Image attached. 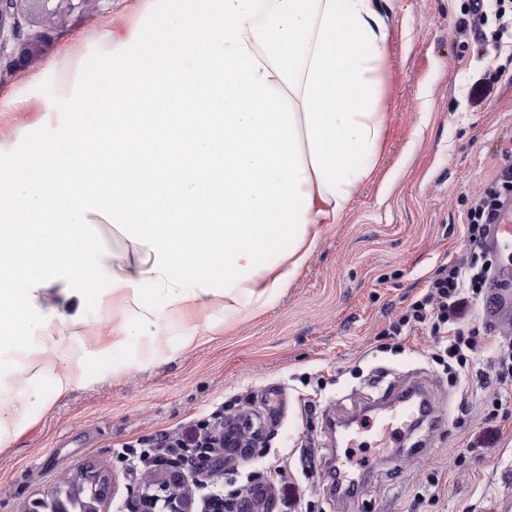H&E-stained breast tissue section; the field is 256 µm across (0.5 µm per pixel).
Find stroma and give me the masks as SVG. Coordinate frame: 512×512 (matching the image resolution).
Wrapping results in <instances>:
<instances>
[{
    "mask_svg": "<svg viewBox=\"0 0 512 512\" xmlns=\"http://www.w3.org/2000/svg\"><path fill=\"white\" fill-rule=\"evenodd\" d=\"M388 28L379 107L386 119L370 173L327 225L306 263L273 302L225 310L206 296L151 335L117 344L112 328L136 322L103 289L78 326L56 325L54 352L32 350L22 367L0 351V388L19 412L0 443V512L46 497L83 465L112 477L108 512H128L142 465L125 444L177 430L215 409L243 406L265 420L267 443L239 463L237 485L262 479L274 512H512V420L484 417L474 389L465 423L455 391L430 359L422 330L383 336L425 280L467 251L468 197L512 147V45L482 48L453 29L467 0H379ZM148 0H101L97 12L46 29L24 20L18 40L44 35L43 54L21 75L0 74V171L12 152L53 141L44 107L92 66L93 30L140 26ZM89 230L110 262L134 263L137 244L117 227ZM73 383L57 395L55 376ZM421 383L437 421L401 434L389 453L368 432L349 447L341 424L364 419L391 388ZM462 466H455L457 454ZM363 461L356 492L335 490L348 458ZM438 498L419 501L431 474Z\"/></svg>",
    "mask_w": 512,
    "mask_h": 512,
    "instance_id": "obj_1",
    "label": "stroma"
}]
</instances>
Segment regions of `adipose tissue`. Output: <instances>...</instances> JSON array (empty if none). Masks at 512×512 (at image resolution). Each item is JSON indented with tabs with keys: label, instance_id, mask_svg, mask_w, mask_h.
Segmentation results:
<instances>
[{
	"label": "adipose tissue",
	"instance_id": "1",
	"mask_svg": "<svg viewBox=\"0 0 512 512\" xmlns=\"http://www.w3.org/2000/svg\"><path fill=\"white\" fill-rule=\"evenodd\" d=\"M135 31L97 34L83 90H59L75 132L112 155V174L47 164L25 152L0 176V349L22 364L55 321L80 324L100 280L126 293L143 323L181 314L214 289L224 306L271 303L308 260L368 171L381 140L377 106L386 30L374 0H161ZM107 76L110 124L81 128L95 75ZM150 152L131 160L130 141ZM101 218L140 246L135 265L94 255ZM29 256L35 274L13 260ZM63 304L43 309L44 288Z\"/></svg>",
	"mask_w": 512,
	"mask_h": 512
}]
</instances>
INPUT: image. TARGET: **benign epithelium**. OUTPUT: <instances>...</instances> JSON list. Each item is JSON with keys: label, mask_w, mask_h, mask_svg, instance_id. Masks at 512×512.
Here are the masks:
<instances>
[{"label": "benign epithelium", "mask_w": 512, "mask_h": 512, "mask_svg": "<svg viewBox=\"0 0 512 512\" xmlns=\"http://www.w3.org/2000/svg\"><path fill=\"white\" fill-rule=\"evenodd\" d=\"M100 0H0V59L10 55L9 70L19 75L42 52L44 36L29 39L9 47L15 39L18 17L39 20L48 25L56 19L83 13L95 8ZM264 426L255 424L253 415L238 413L224 417V461L250 458L260 453L264 442ZM74 494L61 495L59 489L50 492V512H106L111 479L94 463L82 467L73 477ZM195 476L177 474L166 466L153 469L148 480L140 485L138 495L131 502L129 512H192L194 497L192 484Z\"/></svg>", "instance_id": "obj_1"}]
</instances>
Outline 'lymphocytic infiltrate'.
<instances>
[{"instance_id":"1","label":"lymphocytic infiltrate","mask_w":512,"mask_h":512,"mask_svg":"<svg viewBox=\"0 0 512 512\" xmlns=\"http://www.w3.org/2000/svg\"><path fill=\"white\" fill-rule=\"evenodd\" d=\"M495 29H488V22ZM464 28L473 31L478 41L491 40L502 44L512 38V0H468L461 20ZM502 162L495 175L474 194L465 215L468 251L459 260L442 264L427 280L423 292L406 311L390 321L386 335L399 336L405 329L426 330L437 350L436 361L448 372L450 386L468 381L467 371L492 334L488 325L461 328L458 314L467 304L491 302L496 286V255L486 252L482 243L500 207L512 200V148L502 150ZM478 384L488 392L490 406L487 421L512 419V401L504 399L503 391L512 388V342H499L497 356L489 372L477 373ZM224 452V424L198 421L183 433L161 431L143 449L145 458L171 457L183 470L206 471L212 460Z\"/></svg>"}]
</instances>
